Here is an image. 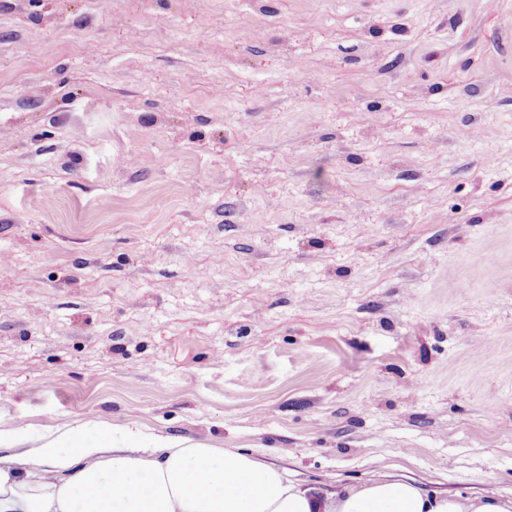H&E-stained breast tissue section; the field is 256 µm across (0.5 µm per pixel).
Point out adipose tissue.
Segmentation results:
<instances>
[{"mask_svg": "<svg viewBox=\"0 0 512 512\" xmlns=\"http://www.w3.org/2000/svg\"><path fill=\"white\" fill-rule=\"evenodd\" d=\"M0 512H512V498L429 495L394 474L332 495L244 453L90 417L37 438L0 423Z\"/></svg>", "mask_w": 512, "mask_h": 512, "instance_id": "obj_1", "label": "adipose tissue"}]
</instances>
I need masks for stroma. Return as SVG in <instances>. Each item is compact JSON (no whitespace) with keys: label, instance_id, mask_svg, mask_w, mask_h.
<instances>
[{"label":"stroma","instance_id":"35a3bbf8","mask_svg":"<svg viewBox=\"0 0 512 512\" xmlns=\"http://www.w3.org/2000/svg\"><path fill=\"white\" fill-rule=\"evenodd\" d=\"M324 491L512 496V0H0V420Z\"/></svg>","mask_w":512,"mask_h":512}]
</instances>
